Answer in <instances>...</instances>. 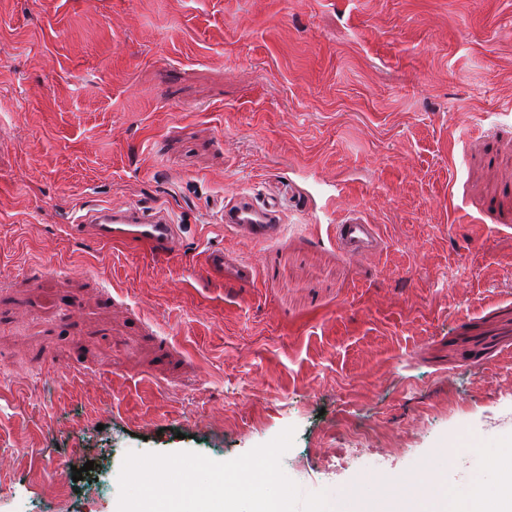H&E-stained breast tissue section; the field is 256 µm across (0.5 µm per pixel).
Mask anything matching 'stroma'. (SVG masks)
Wrapping results in <instances>:
<instances>
[{"mask_svg": "<svg viewBox=\"0 0 512 512\" xmlns=\"http://www.w3.org/2000/svg\"><path fill=\"white\" fill-rule=\"evenodd\" d=\"M322 180L377 252L313 224ZM243 189L279 238L218 224ZM113 203L179 246L71 231ZM212 245L254 280L208 276ZM289 427L285 474L331 496L512 435V0H0V512L51 483L117 512L73 468ZM92 224L97 240L103 244H134L146 253H170L179 236L165 207L103 205L88 210L75 221ZM328 230L336 240V245L350 258L378 250L380 247V237L373 224L348 219L341 224H329Z\"/></svg>", "mask_w": 512, "mask_h": 512, "instance_id": "35a3bbf8", "label": "stroma"}]
</instances>
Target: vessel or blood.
I'll return each instance as SVG.
<instances>
[{
    "label": "vessel or blood",
    "instance_id": "1",
    "mask_svg": "<svg viewBox=\"0 0 512 512\" xmlns=\"http://www.w3.org/2000/svg\"><path fill=\"white\" fill-rule=\"evenodd\" d=\"M79 223L92 225L97 240L104 244L136 245L146 253L172 252L179 236L166 208H144L138 205H103L79 216ZM219 221L225 227L244 230L256 241L277 238L283 229V213L277 200L257 201L240 193L224 203ZM329 231L342 252L351 258L378 250L380 237L375 225L347 220L330 225ZM203 270L236 282H251V264L236 259L220 247L203 253Z\"/></svg>",
    "mask_w": 512,
    "mask_h": 512
}]
</instances>
